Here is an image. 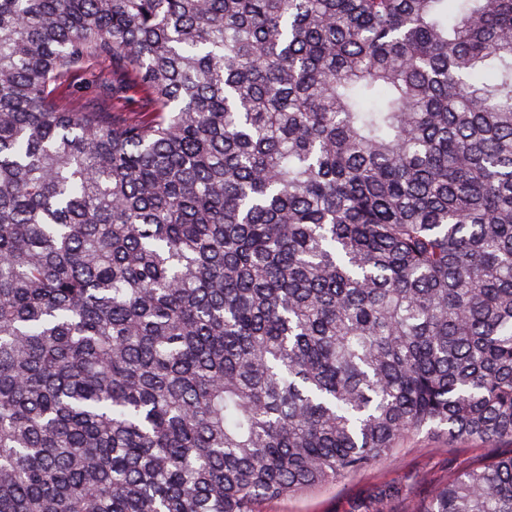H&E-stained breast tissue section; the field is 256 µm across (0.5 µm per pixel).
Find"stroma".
I'll return each mask as SVG.
<instances>
[{
  "label": "stroma",
  "mask_w": 512,
  "mask_h": 512,
  "mask_svg": "<svg viewBox=\"0 0 512 512\" xmlns=\"http://www.w3.org/2000/svg\"><path fill=\"white\" fill-rule=\"evenodd\" d=\"M62 92L76 102L94 100L104 110L114 111L120 120L145 118L148 110L145 94H132L116 103L111 91L89 90L79 75L68 79ZM487 461V452L480 442L458 440L451 443L444 436L424 432L406 441L404 450L396 458L320 489L263 501L259 509L260 512H353L357 505L368 503L384 485L402 483L409 497H413L432 486L446 484L462 470Z\"/></svg>",
  "instance_id": "1"
}]
</instances>
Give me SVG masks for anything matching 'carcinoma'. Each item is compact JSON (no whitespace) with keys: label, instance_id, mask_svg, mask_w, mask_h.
Segmentation results:
<instances>
[{"label":"carcinoma","instance_id":"carcinoma-1","mask_svg":"<svg viewBox=\"0 0 512 512\" xmlns=\"http://www.w3.org/2000/svg\"><path fill=\"white\" fill-rule=\"evenodd\" d=\"M92 60L154 111L62 100ZM423 430L492 459L408 512H512V0H0V512H259Z\"/></svg>","mask_w":512,"mask_h":512}]
</instances>
